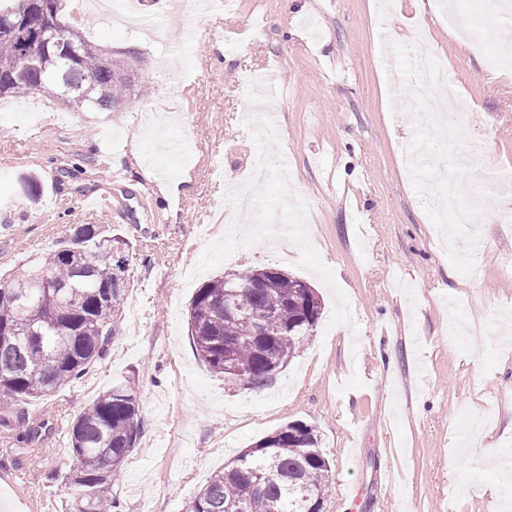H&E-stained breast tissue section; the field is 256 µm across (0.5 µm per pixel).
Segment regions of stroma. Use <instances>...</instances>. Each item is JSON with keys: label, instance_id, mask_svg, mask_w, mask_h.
<instances>
[{"label": "stroma", "instance_id": "1", "mask_svg": "<svg viewBox=\"0 0 512 512\" xmlns=\"http://www.w3.org/2000/svg\"><path fill=\"white\" fill-rule=\"evenodd\" d=\"M159 17L171 37L96 14L79 26L130 63L135 103L107 111L46 99L32 119L21 98L0 109V276L49 253L70 226L105 224L132 245L130 285L109 354L79 381L25 401L38 430L0 427V512H73L78 489L70 422L99 394L135 388L145 430L112 493L120 512H186L211 474L280 426L318 432L331 464L324 512H512V473L470 460L472 442L512 463V195L445 242L439 219L477 182L512 173V65L489 68L503 20L485 0H450L474 27L449 30L439 0H236L192 16L177 0ZM425 39L468 117L460 140L480 141V173L454 169L437 126L390 63ZM222 45L213 54L214 45ZM274 70L264 109L250 85ZM266 175L258 206L278 226L203 236L232 208L227 183ZM150 165L167 193L139 175ZM35 175L29 202L18 180ZM109 192L108 213L82 198ZM274 267L322 301L308 341L262 393L225 381L198 358L191 299L229 270ZM393 364L381 360L385 351Z\"/></svg>", "mask_w": 512, "mask_h": 512}]
</instances>
